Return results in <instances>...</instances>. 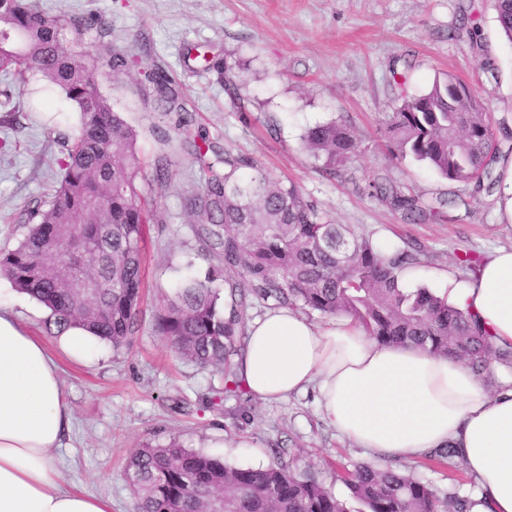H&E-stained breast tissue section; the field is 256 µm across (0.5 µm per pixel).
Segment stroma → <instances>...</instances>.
<instances>
[{
	"label": "stroma",
	"mask_w": 512,
	"mask_h": 512,
	"mask_svg": "<svg viewBox=\"0 0 512 512\" xmlns=\"http://www.w3.org/2000/svg\"><path fill=\"white\" fill-rule=\"evenodd\" d=\"M44 10L96 13L107 35H84L91 56L112 46L137 57L140 68L102 72L101 87L138 133L143 163L139 184L159 212L146 227V275L138 327L129 345L92 344L74 359L47 329L48 310L0 276V306L39 338L59 366L70 429L54 458L62 486L110 500L112 512H135L126 484L129 455L144 444L179 440L230 465L261 467L280 459L317 479L351 512L346 478L364 464L363 449L320 416L317 393L279 402L225 393L223 373L180 359L156 330V315L189 276L205 278L221 259L198 238L189 196L204 185L184 138L206 137L233 155L261 161L275 178L294 181L302 194L373 244L420 254L419 286L439 288L437 271L456 281L472 271L458 258L479 259L512 246V211L503 194L512 176V43L496 20L494 0H36ZM478 27L480 47L466 31ZM166 72L192 125L156 106L143 72ZM406 77L396 84L394 74ZM469 83L495 131L493 189L442 178L426 163L391 152L385 118L404 94H419L435 79ZM12 112H0V253L23 239L28 208L48 204L63 140L79 119L60 90L40 74L15 88ZM334 120L356 139L354 155L323 169L302 148L305 131ZM167 158L165 184L155 163ZM388 181L431 203L447 200L442 216L413 223L371 196ZM406 469L437 491L438 512L449 493L471 497V475L424 461Z\"/></svg>",
	"instance_id": "obj_1"
}]
</instances>
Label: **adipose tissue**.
Returning <instances> with one entry per match:
<instances>
[{
	"label": "adipose tissue",
	"mask_w": 512,
	"mask_h": 512,
	"mask_svg": "<svg viewBox=\"0 0 512 512\" xmlns=\"http://www.w3.org/2000/svg\"><path fill=\"white\" fill-rule=\"evenodd\" d=\"M438 278L495 345L512 346V247L491 253L469 281ZM236 363L262 401L315 388L322 418L378 463L453 444L480 488L471 512H512V388L488 394L453 358L381 344L349 318L317 324L286 306L249 323ZM69 423L55 360L0 307V512H111L107 500L56 481L52 452Z\"/></svg>",
	"instance_id": "obj_1"
}]
</instances>
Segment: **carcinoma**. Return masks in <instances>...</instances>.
<instances>
[{
    "instance_id": "obj_1",
    "label": "carcinoma",
    "mask_w": 512,
    "mask_h": 512,
    "mask_svg": "<svg viewBox=\"0 0 512 512\" xmlns=\"http://www.w3.org/2000/svg\"><path fill=\"white\" fill-rule=\"evenodd\" d=\"M500 30L512 43V0H495ZM107 27L95 14L56 15L34 0H0V96L36 72L57 86L81 117L79 135L63 143L66 153L48 206L29 210V230L18 247L0 256V273L50 310L57 332L81 326L119 349L136 329L144 285L145 225L157 221L142 202L137 134L98 87L99 73L120 72L132 61L119 50L90 59L81 49L86 31ZM73 37L65 38L64 31ZM166 112H181L172 81L160 70L144 72ZM462 80L437 79L427 92L402 99L387 114L393 153L423 161L443 177L468 182L490 173L493 130L473 88L454 97ZM305 151L329 169L349 159L356 139L335 121L309 128ZM195 155L207 171L201 193L190 199L198 223L222 248L224 267L203 280L189 278L160 310L156 328L180 358L233 375L231 356L243 325L240 304L224 312L220 294L226 277L247 283L255 298L325 317L347 315L382 344H410L450 355L487 376L493 363L512 368V347L493 346L474 315L429 289L403 286L402 272L421 262L408 251L384 252L349 227L339 225L294 183L269 175L255 160L229 152L211 160ZM376 193L415 221L437 208L387 183ZM74 233L87 243V275L101 287L79 299L44 257ZM428 460L453 464L461 457L450 443ZM126 479L136 512H349L315 479L276 460L265 467H236L195 451L176 439L135 449ZM367 512H437L433 487L401 465L363 464L346 479Z\"/></svg>"
}]
</instances>
